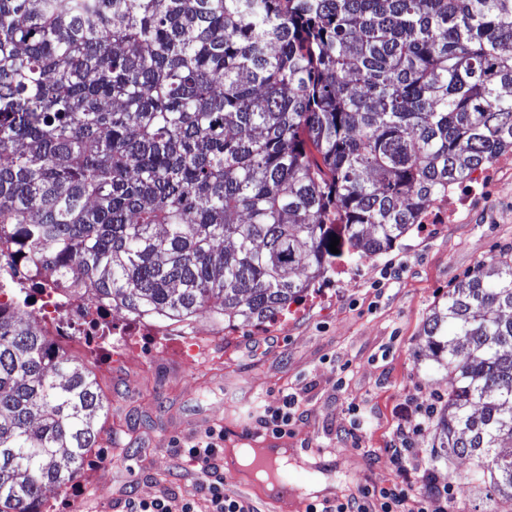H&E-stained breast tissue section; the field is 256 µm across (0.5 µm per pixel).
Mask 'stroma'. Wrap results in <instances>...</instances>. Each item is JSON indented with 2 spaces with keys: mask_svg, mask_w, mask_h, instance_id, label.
<instances>
[{
  "mask_svg": "<svg viewBox=\"0 0 512 512\" xmlns=\"http://www.w3.org/2000/svg\"><path fill=\"white\" fill-rule=\"evenodd\" d=\"M460 187L465 203L445 224H423L369 262L328 271L297 304L264 322L223 327L200 317L185 328L140 322L113 310L105 335L82 359L108 404L84 467L43 496L41 512H123L129 497L166 489L199 495V469L178 459L206 429H223L225 447H262L258 400L293 392L300 408L282 439L297 489L287 508L259 485L225 476L227 496L257 512H304L308 503L346 499L358 487H389L401 477L386 450L404 404L443 408L450 374L432 369L424 325L434 305L477 268L512 248V168L490 164ZM202 346L185 349L192 335ZM371 420L355 432L358 416ZM435 423L415 429L413 468L438 487L467 460L437 459Z\"/></svg>",
  "mask_w": 512,
  "mask_h": 512,
  "instance_id": "35a3bbf8",
  "label": "stroma"
}]
</instances>
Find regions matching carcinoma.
<instances>
[{
	"instance_id": "1",
	"label": "carcinoma",
	"mask_w": 512,
	"mask_h": 512,
	"mask_svg": "<svg viewBox=\"0 0 512 512\" xmlns=\"http://www.w3.org/2000/svg\"><path fill=\"white\" fill-rule=\"evenodd\" d=\"M509 152L512 0H0V255L28 282L0 308V512H40L105 408L35 292L261 323ZM424 335L439 453L512 512V254Z\"/></svg>"
}]
</instances>
